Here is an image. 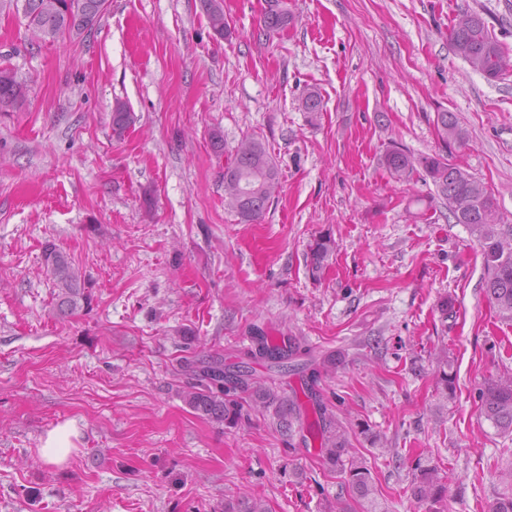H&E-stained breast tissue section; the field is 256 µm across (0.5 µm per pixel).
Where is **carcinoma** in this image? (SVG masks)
Returning a JSON list of instances; mask_svg holds the SVG:
<instances>
[{
    "mask_svg": "<svg viewBox=\"0 0 512 512\" xmlns=\"http://www.w3.org/2000/svg\"><path fill=\"white\" fill-rule=\"evenodd\" d=\"M104 0H26L24 15L32 38L46 42L59 37H80L92 31L104 13ZM207 20L214 34L222 39L231 35L220 0H202ZM292 21L288 11L268 9L261 25L268 31L287 27ZM448 40L458 56L472 70L487 80L499 78L509 66L506 56L488 31L485 20L474 11L464 10L448 30ZM28 85L19 80L15 71L0 65V107L10 106L26 98ZM302 111L316 114L323 110L320 93L314 89L301 99ZM133 123L127 104L115 101L112 108V132L117 138L124 136ZM437 130L441 142L438 152L416 161L403 146L394 143L380 157V164L397 181L410 179L421 166L431 179L437 195L448 208L456 224L465 225L477 240L485 270V294L501 320L512 322V226L500 223L496 199L472 175L448 163V149L462 146L467 132L456 116L448 111L437 113ZM279 184V171L265 146L258 140L245 139L235 149L224 167V203L233 210L240 222L250 224L260 219L273 203ZM335 239L328 233L313 239L309 245L312 277H319L326 262L336 252ZM46 273L52 278L56 314H72L80 305L91 304L81 276L72 267L67 255L53 242H46L42 251ZM253 358L276 367L305 353L300 339L282 336L278 339L255 329ZM184 368L195 377V384L184 393L183 401L196 414L218 423L237 425L249 419V409H273L280 424L294 418L300 429L320 442L324 461L336 472L347 476L346 482L356 501H373L376 493L371 470L363 461L353 457L347 432L337 415L314 389L316 373H311L305 384L307 397L312 402L315 418L303 419L297 396L282 395L272 386L241 374L239 380H224V361L219 358L198 365L187 362ZM251 396L250 408L234 397L236 392ZM480 410L484 418L502 433L512 434V378L487 379L479 389ZM410 494L415 500L432 505L429 512H442L436 508L447 491L439 476V469L431 462L417 460L410 481ZM224 512H268L260 501L224 503ZM491 512H512V473L509 485L499 493Z\"/></svg>",
    "mask_w": 512,
    "mask_h": 512,
    "instance_id": "cac0c4a2",
    "label": "carcinoma"
}]
</instances>
